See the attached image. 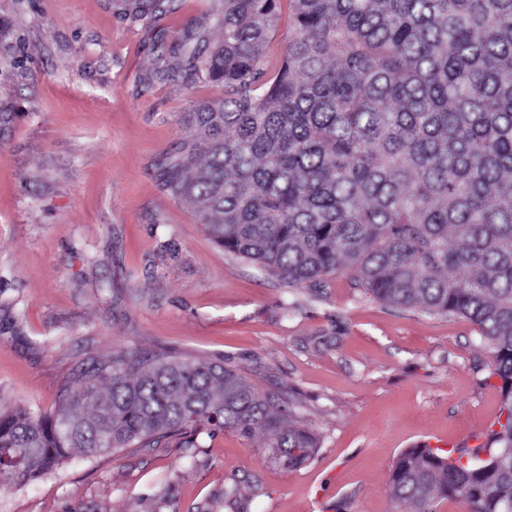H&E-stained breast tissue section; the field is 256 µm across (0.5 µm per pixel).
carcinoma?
I'll list each match as a JSON object with an SVG mask.
<instances>
[{"instance_id": "1", "label": "carcinoma", "mask_w": 512, "mask_h": 512, "mask_svg": "<svg viewBox=\"0 0 512 512\" xmlns=\"http://www.w3.org/2000/svg\"><path fill=\"white\" fill-rule=\"evenodd\" d=\"M221 2L219 41L192 27L166 48L224 97L189 114L196 136L166 154L165 186L286 288L347 274L380 303L474 322L506 421L475 448L402 450L389 490L403 512L449 499L512 512V0H289L273 72L263 50L280 0ZM290 417L236 368L121 349L54 413L0 412V487L59 469L72 448L189 444L205 426L261 436L296 469L317 438Z\"/></svg>"}]
</instances>
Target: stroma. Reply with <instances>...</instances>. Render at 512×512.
<instances>
[{
  "label": "stroma",
  "mask_w": 512,
  "mask_h": 512,
  "mask_svg": "<svg viewBox=\"0 0 512 512\" xmlns=\"http://www.w3.org/2000/svg\"><path fill=\"white\" fill-rule=\"evenodd\" d=\"M169 4L134 22L125 0H0V411L51 413L92 362L165 351L239 365L318 448L293 471L224 429L189 448L75 449L0 492V512H398L402 450L476 446L499 416L480 331L345 275L282 287L214 241L159 163L224 89L184 81L154 37H219L220 4Z\"/></svg>",
  "instance_id": "obj_1"
}]
</instances>
